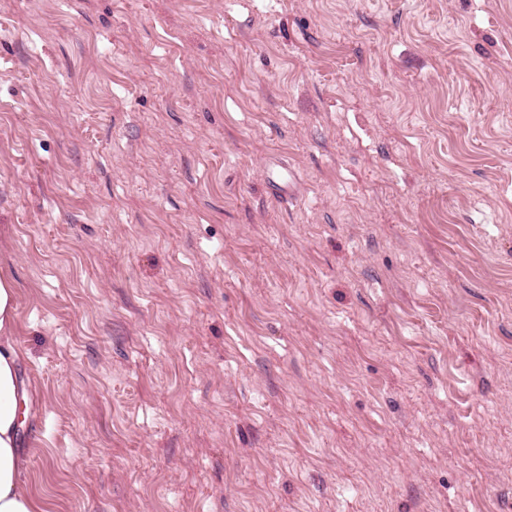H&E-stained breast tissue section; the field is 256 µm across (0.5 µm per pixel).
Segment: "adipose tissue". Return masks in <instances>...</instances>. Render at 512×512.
I'll return each instance as SVG.
<instances>
[{
    "instance_id": "adipose-tissue-1",
    "label": "adipose tissue",
    "mask_w": 512,
    "mask_h": 512,
    "mask_svg": "<svg viewBox=\"0 0 512 512\" xmlns=\"http://www.w3.org/2000/svg\"><path fill=\"white\" fill-rule=\"evenodd\" d=\"M17 286L0 273V512H40L21 480L25 459L19 447L20 412L28 391L18 381L14 346Z\"/></svg>"
}]
</instances>
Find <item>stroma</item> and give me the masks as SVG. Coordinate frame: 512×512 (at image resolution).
<instances>
[{"mask_svg":"<svg viewBox=\"0 0 512 512\" xmlns=\"http://www.w3.org/2000/svg\"><path fill=\"white\" fill-rule=\"evenodd\" d=\"M0 272L42 512H512V0H0Z\"/></svg>","mask_w":512,"mask_h":512,"instance_id":"1","label":"stroma"}]
</instances>
